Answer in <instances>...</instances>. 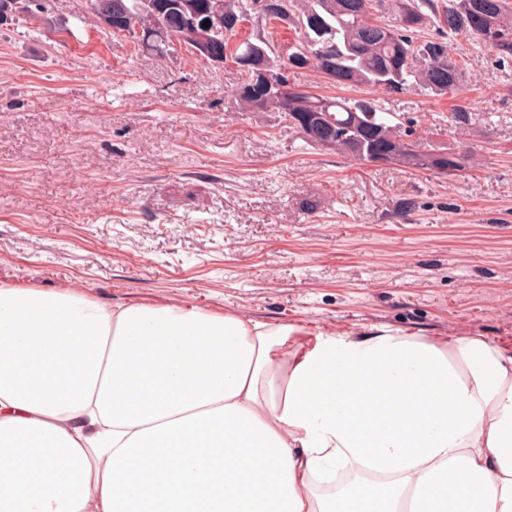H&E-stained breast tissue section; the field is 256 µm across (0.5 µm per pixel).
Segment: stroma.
I'll return each instance as SVG.
<instances>
[{
    "instance_id": "35a3bbf8",
    "label": "stroma",
    "mask_w": 512,
    "mask_h": 512,
    "mask_svg": "<svg viewBox=\"0 0 512 512\" xmlns=\"http://www.w3.org/2000/svg\"><path fill=\"white\" fill-rule=\"evenodd\" d=\"M425 34L462 64L456 96L298 81L462 153L448 176L353 165L282 113L239 111L235 67L141 56L88 0H30L0 21V284L512 349V59Z\"/></svg>"
}]
</instances>
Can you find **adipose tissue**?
Here are the masks:
<instances>
[{"label": "adipose tissue", "mask_w": 512, "mask_h": 512, "mask_svg": "<svg viewBox=\"0 0 512 512\" xmlns=\"http://www.w3.org/2000/svg\"><path fill=\"white\" fill-rule=\"evenodd\" d=\"M0 512H512V350L0 285Z\"/></svg>", "instance_id": "1"}]
</instances>
